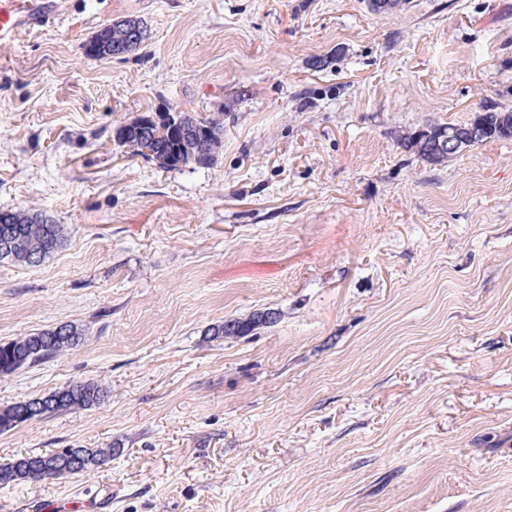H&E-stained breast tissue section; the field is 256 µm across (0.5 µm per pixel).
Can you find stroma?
<instances>
[{
	"instance_id": "35a3bbf8",
	"label": "stroma",
	"mask_w": 512,
	"mask_h": 512,
	"mask_svg": "<svg viewBox=\"0 0 512 512\" xmlns=\"http://www.w3.org/2000/svg\"><path fill=\"white\" fill-rule=\"evenodd\" d=\"M39 3L50 24L0 49V211L70 232L0 262V343L83 339L0 375V406L107 397L0 434V463L121 450L0 512H512V140L440 165L398 144L512 109V0ZM129 18L138 50L85 55ZM175 109L223 117L211 165L118 144ZM279 319V312L268 310V312L254 313L246 318L225 320L223 324L209 329L206 334L215 339L243 336L261 327L274 326Z\"/></svg>"
}]
</instances>
